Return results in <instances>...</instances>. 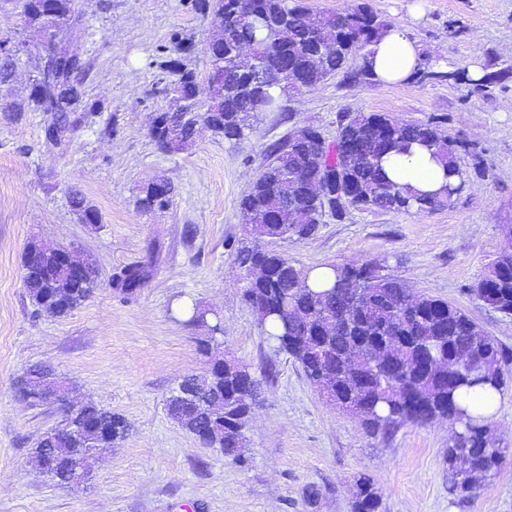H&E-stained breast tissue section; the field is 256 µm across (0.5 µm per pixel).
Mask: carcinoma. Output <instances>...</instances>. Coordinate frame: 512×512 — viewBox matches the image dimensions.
Returning <instances> with one entry per match:
<instances>
[{"label": "carcinoma", "mask_w": 512, "mask_h": 512, "mask_svg": "<svg viewBox=\"0 0 512 512\" xmlns=\"http://www.w3.org/2000/svg\"><path fill=\"white\" fill-rule=\"evenodd\" d=\"M10 5L27 28L50 35H72L82 24L77 0H0ZM198 7L213 9L212 33L206 53L212 81L210 100H197L195 72L170 59L165 69L178 73L166 88L167 109L155 113L153 140L163 151L181 149L193 141L200 119L213 133L233 142L243 139L263 112H281V94L310 90L325 78L344 73L365 81L372 74L365 61L371 46L389 23L367 5L312 16L302 0H202ZM69 51L44 61L33 79L27 104L6 110L22 112L34 106L55 114L59 128L69 126V114L85 108V92ZM342 163L336 150L321 156V133L306 127L299 138L270 147L258 178L239 201L242 221L251 225V241L236 248L243 271L245 294L259 314L277 352L297 361L307 380L334 404L361 411L362 424L374 436H386L405 424L446 421L454 428L448 445V477L462 497L482 487L501 469L505 454L486 445V419L472 416L459 394L490 386L498 391L512 376V349L486 334L461 309L440 299L407 293L399 279L380 273L371 262L332 266L335 281L316 290L308 284L311 269L295 265L269 249L273 241H300L313 236L323 212L341 220L336 198L349 196L358 210L418 214L449 206L466 187L460 154L470 148L448 141L438 122L407 123L384 113H357L338 126ZM425 147L460 178L443 193L414 194L390 180L382 161L412 144ZM171 183L161 189H141L138 207L144 211L169 207ZM72 209L87 224L100 215L84 195L69 196ZM46 274L26 275L31 302L65 317L97 287V271L88 267L75 280L56 254L43 257ZM142 267L131 265L112 281L131 294L139 288ZM488 307L512 316V252L502 253L474 288ZM473 355L484 363L478 373L465 362ZM217 383L228 403L243 399L251 387L249 367L239 362L214 361L203 383ZM49 373L30 371L21 387L51 393ZM171 416L189 433L208 429L213 445L232 453L243 441L247 421L228 427L211 418L200 405L169 404ZM70 429L47 433L33 448V456L47 478L59 486L83 482L91 461L102 448L122 441L129 432L126 420L95 405L68 415ZM353 512H381V495L373 480L361 476Z\"/></svg>", "instance_id": "obj_1"}]
</instances>
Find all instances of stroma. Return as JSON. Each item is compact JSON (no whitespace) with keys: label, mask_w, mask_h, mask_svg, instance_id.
<instances>
[{"label":"stroma","mask_w":512,"mask_h":512,"mask_svg":"<svg viewBox=\"0 0 512 512\" xmlns=\"http://www.w3.org/2000/svg\"><path fill=\"white\" fill-rule=\"evenodd\" d=\"M351 1L406 29L426 60L441 56L449 69L475 65L485 73L512 66V0L304 4L335 12ZM78 8L73 48L98 111L71 114L73 131L55 145L44 138L51 113L3 109L27 100L46 47L16 11H0V34L26 44L12 83L0 88V512H351L362 474L379 487L383 512H512V382L488 422L506 461L493 481L461 497L448 478V423L406 424L375 437L329 405L299 364L269 345L242 299L235 260L249 233L238 203L272 144L306 126L333 142L345 113L435 118L477 151L462 159L468 184L451 205L422 214L353 209L308 239L273 248L305 268L372 262L413 292L460 308L512 349V318L473 292L512 249V79L477 86L414 78L392 87L338 73L284 93V111L264 113L240 141L206 130L185 149L165 152L149 134L174 78L163 63L177 39L191 40L195 51L183 63L206 79L211 15L193 0H79ZM159 177L175 188L171 205L141 211V188ZM73 190L95 206L99 223L80 221L69 204ZM34 241L74 249L98 269L96 290L67 316L36 310L27 295L23 255ZM129 265L147 270L131 295L111 284ZM197 307L221 319L218 352L249 365L260 382L242 463L194 439L167 412L183 377L208 373L209 330L190 320ZM35 365L71 383V403L94 404L129 425L81 485L57 486L32 461L39 438L62 419L58 407L18 396V380Z\"/></svg>","instance_id":"obj_1"}]
</instances>
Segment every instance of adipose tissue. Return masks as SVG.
Listing matches in <instances>:
<instances>
[{"instance_id": "1", "label": "adipose tissue", "mask_w": 512, "mask_h": 512, "mask_svg": "<svg viewBox=\"0 0 512 512\" xmlns=\"http://www.w3.org/2000/svg\"><path fill=\"white\" fill-rule=\"evenodd\" d=\"M421 63L419 46L394 25L378 40L367 60L375 79L391 85L405 83ZM386 169L394 181L425 193L439 191L446 182L442 165L417 147L409 154L392 157Z\"/></svg>"}]
</instances>
